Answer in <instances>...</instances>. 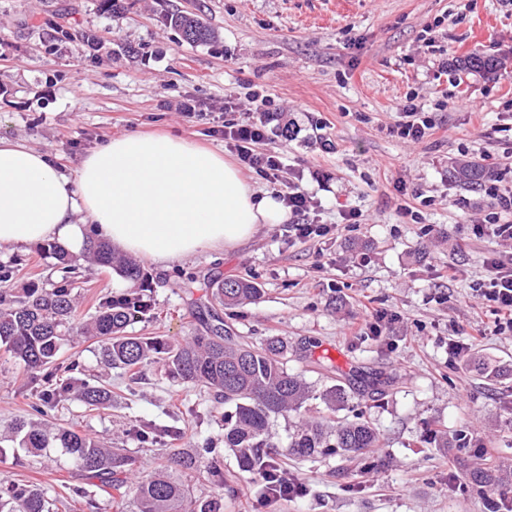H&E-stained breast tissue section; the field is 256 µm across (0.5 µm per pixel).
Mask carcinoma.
Instances as JSON below:
<instances>
[{"mask_svg":"<svg viewBox=\"0 0 512 512\" xmlns=\"http://www.w3.org/2000/svg\"><path fill=\"white\" fill-rule=\"evenodd\" d=\"M165 22L190 44L208 43L214 33L196 16L177 11ZM459 71L495 75L501 61L483 49L456 60ZM449 178L476 189L492 178V171L477 161L453 167ZM62 269L61 278L50 289L33 282L20 293L0 290V343L11 357L24 364L30 382L38 385L32 409L48 415L68 395L75 393L89 412L112 405V390L99 380L85 377L79 362L64 357V344L73 333L76 317L74 289L78 265L64 248L49 244ZM82 259L110 267L138 284L129 290L108 291L99 299L91 321L80 327V335L101 343V359L110 369H122L138 376L152 365H160L174 380L192 382L214 393L229 406L224 412V445L234 452L241 471L259 477L281 472V458L315 460L341 453L366 454L382 447L376 427L361 416L335 421L328 415H313L308 402L320 399L330 412L343 406L345 393L334 385L321 394L300 376L288 372V342L278 336L255 348L223 323L207 325L206 331L171 344L157 336H137L132 325L151 318L152 299L148 276L134 260L117 255L101 242H91ZM260 288L246 279L219 280L212 297L221 306H235L255 300ZM295 414L299 426L288 446L279 447L270 433L271 419ZM9 432L21 436L22 447L36 455L49 451L67 469L82 476L71 487L75 498L90 512H101L93 488L108 489L115 512H221L222 500L193 498L179 478L205 468L215 485L224 486L223 458L208 442L194 453L173 452L161 470L134 482L139 458L125 448H114L68 426L45 421L19 419ZM471 491L498 492L495 512L512 510L504 487L512 486V463L488 469L481 465L469 470ZM57 498L27 484L0 487V512H56Z\"/></svg>","mask_w":512,"mask_h":512,"instance_id":"obj_1","label":"carcinoma"}]
</instances>
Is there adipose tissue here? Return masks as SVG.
Returning a JSON list of instances; mask_svg holds the SVG:
<instances>
[{
    "label": "adipose tissue",
    "mask_w": 512,
    "mask_h": 512,
    "mask_svg": "<svg viewBox=\"0 0 512 512\" xmlns=\"http://www.w3.org/2000/svg\"><path fill=\"white\" fill-rule=\"evenodd\" d=\"M286 218L235 163L177 136L111 138L72 176L46 152L0 138V248L55 241L78 255L95 236L165 269Z\"/></svg>",
    "instance_id": "ef3b65f1"
}]
</instances>
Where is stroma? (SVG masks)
I'll return each instance as SVG.
<instances>
[{
	"label": "stroma",
	"instance_id": "stroma-1",
	"mask_svg": "<svg viewBox=\"0 0 512 512\" xmlns=\"http://www.w3.org/2000/svg\"><path fill=\"white\" fill-rule=\"evenodd\" d=\"M182 11L214 32L207 44L183 41L164 21ZM481 48L505 60L497 75L460 77L456 59ZM268 95L293 129L277 183L247 172L251 183L313 196L317 221L331 232L294 240L287 224H264L231 249H205L162 270L148 259L154 317L136 333L180 343L194 335L211 279L248 278L256 302L215 307L225 326L254 346L288 342L287 368L314 390L345 387L337 419L365 411L383 446L372 460L332 456L285 466L304 496L266 502L262 481L241 471L224 447L217 420L224 404L199 387L147 369L129 388L127 374L102 370L97 343L69 349L81 367L112 389V406L86 411L60 402L58 422L125 448L141 474L158 468L164 445H142L138 424L174 426L179 448L212 439L224 455V512L258 503L262 512H487L465 494L469 460L426 440L439 429L449 441L465 434L487 463L504 461L512 443V332H497L496 314L478 294L485 259L512 243L476 235L494 193L512 192V0H0V138L51 154L67 174L108 139L132 132L171 133L226 153L227 118L247 117V94ZM237 106L224 110L226 99ZM193 100V113L178 111ZM416 104L439 127L418 143L392 137L398 108ZM332 141L334 150L323 147ZM479 161L495 179L471 190L448 177L458 162ZM412 216H403L402 206ZM360 213L357 224L343 212ZM454 265L455 280L440 278ZM14 268L12 289L59 278L42 246L0 253ZM77 312L94 315L96 300L128 288L109 268L81 265ZM393 315L379 336H350L346 326L367 313ZM461 352L449 350V343ZM19 365L0 350V434L29 415L35 396ZM59 464L25 450L0 458V481L54 488Z\"/></svg>",
	"mask_w": 512,
	"mask_h": 512
}]
</instances>
